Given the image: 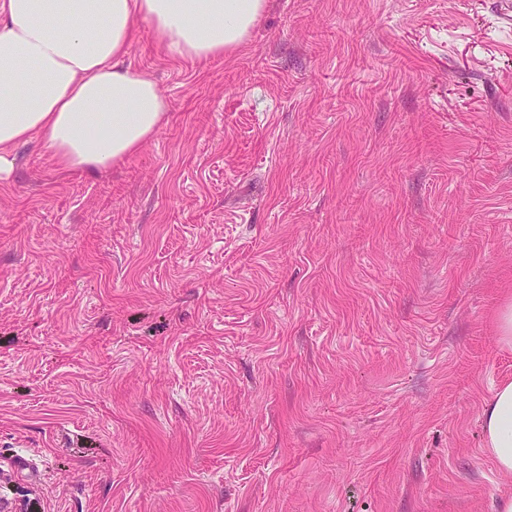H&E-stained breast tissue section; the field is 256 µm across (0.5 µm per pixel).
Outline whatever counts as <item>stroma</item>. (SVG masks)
<instances>
[{"label":"stroma","mask_w":512,"mask_h":512,"mask_svg":"<svg viewBox=\"0 0 512 512\" xmlns=\"http://www.w3.org/2000/svg\"><path fill=\"white\" fill-rule=\"evenodd\" d=\"M105 172L0 183V512H495L512 0H269Z\"/></svg>","instance_id":"stroma-1"}]
</instances>
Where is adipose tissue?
<instances>
[{
	"label": "adipose tissue",
	"mask_w": 512,
	"mask_h": 512,
	"mask_svg": "<svg viewBox=\"0 0 512 512\" xmlns=\"http://www.w3.org/2000/svg\"><path fill=\"white\" fill-rule=\"evenodd\" d=\"M268 0H0V182L15 150L40 141L59 167L101 171L137 153L165 121L168 103L126 58L137 22L177 59L230 55ZM484 446L512 478V381L481 414Z\"/></svg>",
	"instance_id": "adipose-tissue-1"
}]
</instances>
